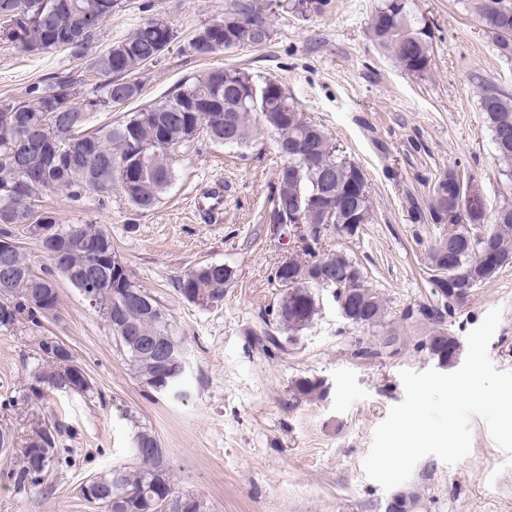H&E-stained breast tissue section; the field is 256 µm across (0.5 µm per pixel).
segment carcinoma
<instances>
[{"label": "carcinoma", "mask_w": 512, "mask_h": 512, "mask_svg": "<svg viewBox=\"0 0 512 512\" xmlns=\"http://www.w3.org/2000/svg\"><path fill=\"white\" fill-rule=\"evenodd\" d=\"M0 0V45L6 44L29 55L66 51L82 61V68L64 69L32 88L24 100L0 101V224H56L58 231H75L84 245L67 249V268L56 269L53 257L45 254L49 265L42 273L32 271L29 259L15 248L10 262L29 270L17 280L13 292L0 298V326L8 327L22 315L34 324L44 317L30 304V297L47 302L57 316L60 308L56 275H62L74 288H80L83 271L92 264L90 250L109 239L97 224H62L56 211L36 201L44 195L64 193L72 201H93L102 206L112 192H119L134 207L149 210L175 179L176 162L181 150L203 136L216 145L243 148L262 126L276 136V143H302L308 158L288 157L294 175L288 182L276 180L270 196L269 221L280 223L288 215L300 257H290L288 272L273 278L280 287L274 311L280 328L298 333L310 326L319 313L315 288L334 289L336 301L343 300L345 284L332 276L320 281L312 271L320 263L363 277L357 263L343 252L322 249V238L329 232L344 237L356 234L359 225L374 220L366 177L332 138L294 105L288 92L277 81L259 79L241 68L211 67L178 84L150 104L126 113L114 123L92 125V118L112 111L115 91L125 103L140 98L143 85L140 74L158 60L177 39L174 27L161 17L139 24L129 35L103 49L96 42L101 26L112 13L123 7V0H12L24 19L16 20ZM472 12L495 36L499 56L512 60V0H467ZM327 0H295L300 14L322 12ZM226 17H239L247 28L238 31L220 21L202 25L188 43L187 52L216 54L237 47L235 40L246 39L259 46L270 37L266 20L250 6L234 5ZM373 39L394 55L400 66L412 75L424 74L433 53L432 33L419 25L412 15L410 0H381L372 14ZM93 73L99 82L88 85L85 75ZM200 96L211 99V108L194 112L186 102ZM480 111L489 130L499 160L512 176V96L486 89L480 97ZM31 128H39L58 141L55 152L45 158L31 151L15 150L21 137ZM460 169L443 171L435 180L429 202L432 223L448 227V233L435 240L429 251L430 268L436 272L434 283L446 300L444 308L422 307L419 314L440 323L445 313L454 311L450 288L454 282L469 278L484 284L499 269L492 265L490 253L512 257V202H504L487 218V200L480 189L458 209L456 199L461 183ZM25 186L28 201L17 199L19 186ZM315 195L313 206L306 198ZM491 245L487 252L485 245ZM235 272L229 266L208 263L192 268L180 279L179 292L185 297L199 293L217 306L224 301L226 288ZM98 293L107 308L116 307L113 295L117 281L106 270L98 272ZM369 302L361 309H349L348 321L364 328L381 325L385 309L379 295L368 291ZM154 311L136 307L124 311L127 330L115 328L104 318L113 336H168L183 344L166 310L151 299ZM59 342L41 341L47 368L39 381L59 390L88 393L92 385L84 383L83 371L68 372L54 359ZM131 370L146 386L165 380L164 393L180 395L185 373L173 366L159 367L155 360L140 354L136 347L121 341ZM424 347L438 366L454 364L462 345L458 337L437 331L426 338ZM295 399H320L325 382L318 378H300L293 385ZM58 425L42 428L28 438L19 466L11 469L9 479L20 491L41 484L60 455L57 448ZM157 438L146 428L134 435L133 462L95 475L101 499L95 502L99 512H211L208 501L190 492H182L173 481L166 450L153 446Z\"/></svg>", "instance_id": "carcinoma-1"}]
</instances>
